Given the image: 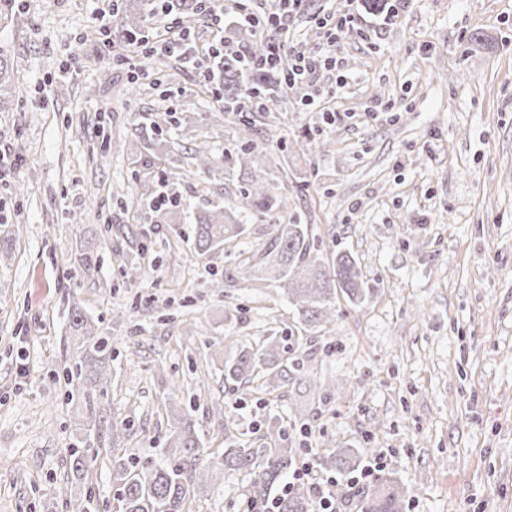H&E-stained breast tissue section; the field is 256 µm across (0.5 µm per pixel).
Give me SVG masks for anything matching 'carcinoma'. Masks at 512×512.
Here are the masks:
<instances>
[{
  "label": "carcinoma",
  "mask_w": 512,
  "mask_h": 512,
  "mask_svg": "<svg viewBox=\"0 0 512 512\" xmlns=\"http://www.w3.org/2000/svg\"><path fill=\"white\" fill-rule=\"evenodd\" d=\"M176 8L192 17L204 13L200 0H131L124 5L120 38L127 42L149 41L144 15L170 13ZM228 38L241 43L244 52L226 50L219 56H211L218 75L210 92L216 98L217 105L202 117L207 124L223 121L224 113L230 111L243 93L264 99L265 104L261 105L264 113L270 112L278 103L277 98L269 95L274 84L282 83L281 94H288V60L282 58L281 47L275 36L256 40L251 29L238 26L230 29L229 37H220L219 42L224 44ZM272 55L280 57L278 66H253V62ZM13 91L15 75L10 52L1 47L0 106L9 103ZM146 119L158 134L166 127L178 128L182 125V118L172 109L152 112ZM238 135L241 150L236 162L248 176L244 198L257 212L279 213L284 220L282 224L270 225L269 238L251 256L243 259V269L255 280L272 278L282 282L303 331L311 332L334 323L340 301L359 306L371 293L356 258L349 252H341L327 262L312 255L311 225L298 222L294 214L288 212V200L272 195L257 175L263 156L254 144V115L240 117ZM191 159L201 170L207 173L212 171L211 147L208 145L196 146ZM195 221L194 250L201 255L237 240L245 231L235 211L226 207L204 209L196 215ZM67 324L75 350L74 366L70 370L71 384L78 386L85 381L101 389L109 386L112 350L107 339L96 334V325L79 308L69 312ZM293 351L290 337L268 336L262 340L259 348L247 346L235 358L224 362V382L232 385V390L236 392H248L254 384L267 394L275 393L291 383H314L313 374L305 369L303 359L293 357ZM279 436L278 447L255 448L246 440L224 435V466L252 471L247 496L253 503L269 498L298 457L299 449L288 446L286 432L279 431ZM167 445L170 450L166 451V461L144 471L134 465L129 467L124 462L112 461L121 483L119 512H183L189 481L193 480L196 461L204 455L205 448L186 421L178 427L176 434L169 435ZM363 462V452L353 449H340L320 458L323 468L345 476L358 471ZM69 467L75 483L87 487L85 478L91 461L84 449H70ZM406 492L407 488L401 481L389 476L380 477L364 503V512H404ZM278 502L279 512H312L314 508L311 490L305 482L292 486L289 492L278 498Z\"/></svg>",
  "instance_id": "obj_1"
}]
</instances>
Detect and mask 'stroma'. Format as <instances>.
<instances>
[{
	"label": "stroma",
	"mask_w": 512,
	"mask_h": 512,
	"mask_svg": "<svg viewBox=\"0 0 512 512\" xmlns=\"http://www.w3.org/2000/svg\"><path fill=\"white\" fill-rule=\"evenodd\" d=\"M23 2L0 14L18 84L0 111V150L18 163L0 182V512H77L59 494L84 413L64 381L72 305L112 347L88 444L92 512H117L113 459L155 463L175 412L194 421L209 465L224 456L229 414L260 446L277 445L283 424L292 447L320 456L364 449L366 465L406 485L405 512H512V0H389L387 15L309 0L282 31L317 54L326 38L313 14L354 17L337 68L289 90L256 141L268 188L312 225L319 257L352 253L373 294L295 350L336 387L270 395L232 391L222 360L294 332L282 289L239 267L279 215L247 213L246 237L204 256L191 248L195 213L243 208L237 129L254 104L143 148L145 112L208 111L204 83L175 56L160 64L118 40L104 51L86 41L119 24L113 0ZM237 20L230 7L151 28H192L200 50ZM200 142L222 157L216 175L189 165ZM177 161L189 172L171 187ZM146 180L177 196L176 221L137 199ZM88 245L100 256L90 277L74 263ZM130 262L139 280L126 278ZM250 480L225 471L184 512H242Z\"/></svg>",
	"instance_id": "obj_1"
}]
</instances>
